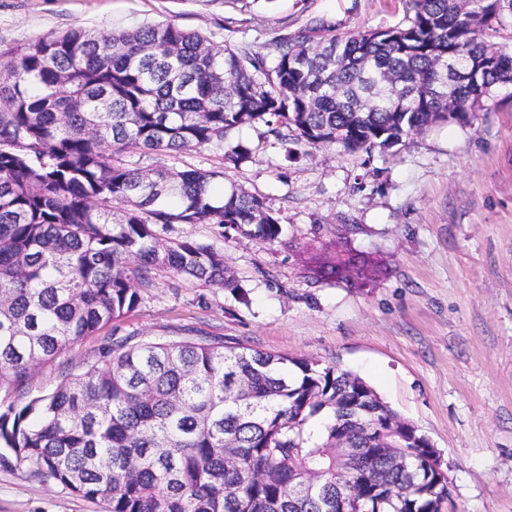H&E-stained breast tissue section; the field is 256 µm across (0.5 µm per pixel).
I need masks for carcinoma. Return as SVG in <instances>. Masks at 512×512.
<instances>
[{"label": "carcinoma", "mask_w": 512, "mask_h": 512, "mask_svg": "<svg viewBox=\"0 0 512 512\" xmlns=\"http://www.w3.org/2000/svg\"><path fill=\"white\" fill-rule=\"evenodd\" d=\"M402 2V23L350 36L317 22L218 47L166 22L0 53V466L107 512H448L423 434L399 432L406 468H393L366 429L396 412L311 357L122 340L53 392L11 401L37 367L133 312L158 272L236 287L223 252L153 225L278 239L261 197L222 187L224 162L253 157L231 142L241 126L368 153L465 125L512 87V46L496 41L512 0ZM209 147L210 170L133 161ZM339 436L360 449L346 471Z\"/></svg>", "instance_id": "1"}]
</instances>
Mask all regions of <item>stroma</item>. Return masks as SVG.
<instances>
[{
	"label": "stroma",
	"instance_id": "stroma-1",
	"mask_svg": "<svg viewBox=\"0 0 512 512\" xmlns=\"http://www.w3.org/2000/svg\"><path fill=\"white\" fill-rule=\"evenodd\" d=\"M402 0H0V52L73 27L172 22L215 45L262 43L322 19L350 35L392 26ZM233 141L253 159L224 181L264 198L269 242L214 224L158 227L223 251L237 289L167 272L131 314L35 371L47 393L113 340L210 339L313 356L367 381L427 435L448 467L457 512H512V103L443 123L390 149L293 145L263 125ZM369 256L375 275L320 281L319 266ZM0 512H104L24 469L0 467Z\"/></svg>",
	"mask_w": 512,
	"mask_h": 512
}]
</instances>
